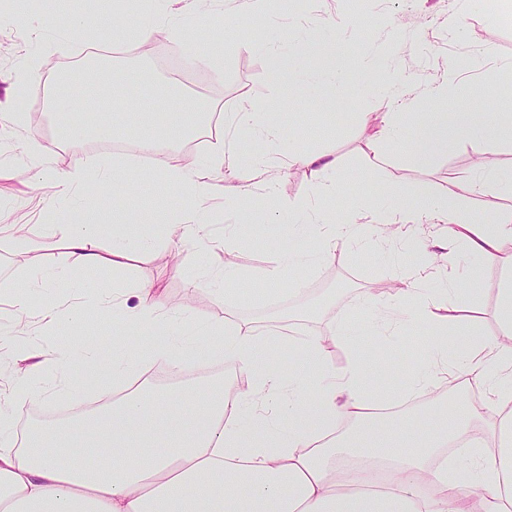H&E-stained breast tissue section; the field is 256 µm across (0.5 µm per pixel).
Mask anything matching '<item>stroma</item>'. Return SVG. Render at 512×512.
<instances>
[{
	"instance_id": "obj_1",
	"label": "stroma",
	"mask_w": 512,
	"mask_h": 512,
	"mask_svg": "<svg viewBox=\"0 0 512 512\" xmlns=\"http://www.w3.org/2000/svg\"><path fill=\"white\" fill-rule=\"evenodd\" d=\"M497 2L480 0L462 27L452 31L448 21L459 13V0H276L266 17L237 11L233 0H219L196 25L198 33L224 38V68L217 71L201 69L183 42L170 37L163 26L146 41L132 34L126 43L113 42L114 0H52L47 7L41 0H0V226L27 225L34 246L49 242L55 225L65 223L77 207L96 214L103 235H110L116 224L126 226L130 235H139V216L113 205L116 185L122 181L137 186L149 210L159 217L192 202L187 186L163 182L138 159L117 168L113 184L102 192L57 195L49 173L69 169L80 160L88 165V182H95L99 172L92 161L102 154L92 144L76 145L57 134L45 83L60 79L65 61L71 59L111 74L137 66L151 84L177 83L207 102L217 127L204 131L197 144L184 142L176 148L180 165L208 161L210 141L224 134L226 116L246 100L263 111L278 110L280 125L293 134L298 147L325 152L340 161L336 193L326 196L309 169L285 166L281 157L265 153L252 136L234 137L237 155L263 157L265 167L278 172L275 196H268L266 183L257 180L242 202L243 212L225 210L222 198L209 200L211 239L205 247L189 242L160 246L157 252L137 256L118 277L111 269L91 272L70 261L64 278L69 294L86 303L84 321L77 328L34 326L32 343L50 338L58 349L71 352L79 340L94 338L102 344L103 360H111L114 314L97 313L93 301L98 293L122 286L116 314H125L138 303L129 289L136 282L153 285L179 314L220 317L227 313L265 331L287 325L325 334L336 320L368 318L367 289L385 294L398 275L410 273L415 261L409 247L393 240L369 248L340 247L334 262L293 267L279 282L265 286L261 283L265 268L275 250L288 244L287 225L268 223L266 215L298 199L326 209L334 208L339 196L369 208L390 204L436 193L449 177L468 178L477 166L482 167L487 186L470 209L472 220L483 222L511 208L512 198L499 194L497 181L512 171V137H489L479 157L464 139L426 158L416 156L403 140L388 146L387 164L372 168L366 162L376 128L365 123V114L380 117L394 109L368 86L387 78L401 88L407 79H414L418 92L413 111L436 112L443 103L431 100L426 88L448 66L456 65L461 75L447 102L460 111L486 104L502 116L512 115V22L503 20ZM76 17L93 20V27L67 32V24ZM336 19L343 22L335 42L342 92L319 87L317 101L295 112L279 111L288 82L269 72L267 30L277 29L280 52L289 59L302 35ZM20 77L25 89L19 94L15 83ZM248 216L254 219L252 226L240 235L233 254H225L226 225L242 223ZM228 258L238 271L231 281L216 275ZM458 271L475 293L484 331L502 335L495 316L502 269L468 255ZM375 343V336H363L355 352L366 359L381 354L389 364L385 393L391 404L403 405L410 399L408 380L429 357L428 328L413 323L384 348H376Z\"/></svg>"
}]
</instances>
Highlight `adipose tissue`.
<instances>
[{
  "label": "adipose tissue",
  "mask_w": 512,
  "mask_h": 512,
  "mask_svg": "<svg viewBox=\"0 0 512 512\" xmlns=\"http://www.w3.org/2000/svg\"><path fill=\"white\" fill-rule=\"evenodd\" d=\"M207 0H154L140 17L138 36L150 38L159 22L194 48L181 16L205 10ZM99 96L97 85L74 79L62 83L52 98L60 132L78 144L94 137L111 138L114 123L101 114L84 112ZM165 106L155 124L135 132L141 151L154 155L158 176L189 184L193 204L172 214L164 230L168 237L198 244L210 238L205 200L210 175L186 170L176 161L172 144L193 136L211 121L199 106L175 87L152 90L150 98H118L114 112L126 114ZM235 130L264 132L269 150L289 163L309 168L335 193L336 158L321 152H301L272 112L241 103L232 115ZM413 149L425 156L466 135L480 151L491 132L502 129L488 107L466 112L416 113ZM224 181L234 193L225 197L234 210L248 193L257 159H241L219 145ZM477 179L449 180L440 193L419 196L411 207L375 208L364 212L356 204L320 211L309 201L292 200L289 214L311 213L308 223L295 225L288 248L274 255L266 281L279 280L288 266L307 259L324 264L334 260L337 247L371 240L381 230L397 234L425 224L440 227L444 236L419 240L427 264L417 266L386 296L368 295L373 313L391 331L422 322L431 331L430 358L416 372L408 390L433 394L443 386L462 385L463 395L411 413L382 414L388 399L380 390L387 370L381 358H352L335 367L325 340L311 331L302 337L277 330L265 332L245 321L198 318L186 325L188 341L169 330L176 312L153 288L135 285V310L114 328L117 336L157 335L151 355L179 365L186 354L221 350L225 362L247 375L246 390L233 391L215 376L196 387L193 403L176 393L129 384L122 396L98 392L107 408L89 412L76 404L67 422L31 428L17 442L11 424V404L0 397V512H512V209L487 222H471L466 206L483 195ZM60 254L46 266L40 287L55 291L48 302H35L31 290L17 291L14 280H1L12 293V323L25 328L32 320L46 326L79 321L84 308L66 304L58 273L70 256L83 266L125 270L129 260L153 250L155 237H129L122 225L112 227V244L102 249L101 228L87 212H77L57 225ZM467 249L485 263L508 271L497 290L496 316L507 331L483 333L474 314L470 289L456 276L433 293L424 289L431 264L453 265L458 249ZM18 363L14 387L18 397L42 399L45 375L64 370L68 358L52 344L29 346L16 336H0ZM303 359L308 371L284 375L278 368L280 348ZM99 342L79 345L85 372L108 366L112 378L127 381L141 359L128 353L100 361ZM478 390L479 401L465 394ZM488 435L469 441L475 423ZM111 466H104V459Z\"/></svg>",
  "instance_id": "ef3b65f1"
}]
</instances>
